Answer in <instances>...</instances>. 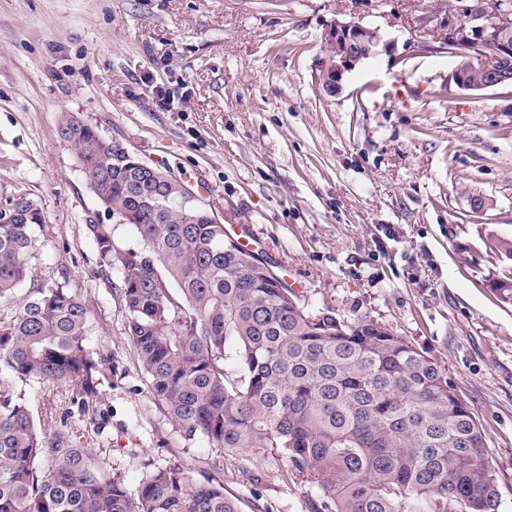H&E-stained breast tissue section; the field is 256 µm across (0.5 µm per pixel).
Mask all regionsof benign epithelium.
I'll return each mask as SVG.
<instances>
[{
	"label": "benign epithelium",
	"instance_id": "7a95c632",
	"mask_svg": "<svg viewBox=\"0 0 512 512\" xmlns=\"http://www.w3.org/2000/svg\"><path fill=\"white\" fill-rule=\"evenodd\" d=\"M454 9L463 19L448 22L447 29L438 37V49L457 58L449 81L470 91L512 86V68L504 65L512 55V8L500 6V0H458ZM325 41L331 54L322 63L319 80L328 95L338 93L345 74L374 55L378 48L390 47L379 30L341 20L329 26ZM135 166L144 180H173L157 166L141 162Z\"/></svg>",
	"mask_w": 512,
	"mask_h": 512
}]
</instances>
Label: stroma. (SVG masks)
I'll use <instances>...</instances> for the list:
<instances>
[{"label": "stroma", "instance_id": "1", "mask_svg": "<svg viewBox=\"0 0 512 512\" xmlns=\"http://www.w3.org/2000/svg\"><path fill=\"white\" fill-rule=\"evenodd\" d=\"M455 0H0V199L42 208L18 297L57 284L90 313L112 358L98 420L53 392L66 428L96 440L136 489L154 467L224 463L242 512H314L311 485L287 483L279 450L217 454L185 441L152 401L126 333L121 276L102 275L88 225H111L58 116L77 114L144 162L201 173L218 221L263 243L274 270L313 308L366 312L441 358L475 414L512 512V87L449 84L434 51ZM380 28L394 42L324 93V40L334 20ZM172 107L157 104L158 90ZM482 200L474 208V200Z\"/></svg>", "mask_w": 512, "mask_h": 512}]
</instances>
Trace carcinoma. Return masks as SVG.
Wrapping results in <instances>:
<instances>
[{
    "mask_svg": "<svg viewBox=\"0 0 512 512\" xmlns=\"http://www.w3.org/2000/svg\"><path fill=\"white\" fill-rule=\"evenodd\" d=\"M105 210L125 212L143 241L116 246L110 224H88L101 272L122 277L127 334L153 401L186 441L276 448L285 479L316 489L323 512H498L497 473L471 408L445 362L367 313L313 308L204 210L181 206L171 182L134 181L98 128L60 113ZM0 221V299L27 280L44 216L25 193ZM89 312L43 284L0 318V512H241L224 494V465L156 467L134 491L101 449L70 435L52 412L35 417L12 384L69 389L97 414L112 358L93 349ZM238 352L227 371L226 346Z\"/></svg>",
    "mask_w": 512,
    "mask_h": 512,
    "instance_id": "carcinoma-1",
    "label": "carcinoma"
}]
</instances>
